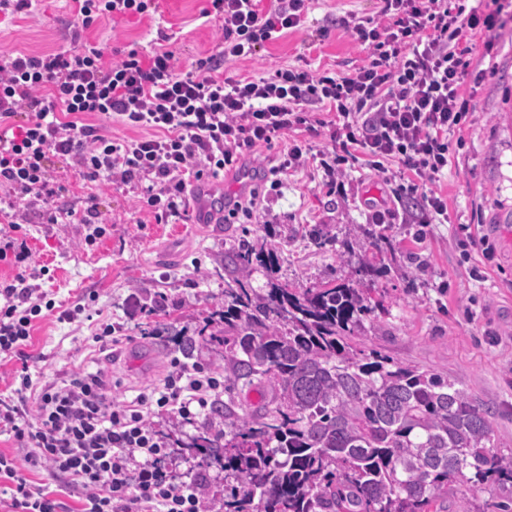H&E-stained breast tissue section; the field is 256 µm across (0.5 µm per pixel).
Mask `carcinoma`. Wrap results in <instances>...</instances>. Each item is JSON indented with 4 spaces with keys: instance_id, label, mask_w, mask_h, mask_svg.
I'll return each instance as SVG.
<instances>
[{
    "instance_id": "cac0c4a2",
    "label": "carcinoma",
    "mask_w": 512,
    "mask_h": 512,
    "mask_svg": "<svg viewBox=\"0 0 512 512\" xmlns=\"http://www.w3.org/2000/svg\"><path fill=\"white\" fill-rule=\"evenodd\" d=\"M268 273L251 283L253 264ZM224 309L181 341L224 346V428L185 445L225 472L224 512H428L455 482L512 485L494 414L440 374L362 346L378 301L346 282L299 291L274 277V251L224 253ZM267 404L239 413L238 386Z\"/></svg>"
}]
</instances>
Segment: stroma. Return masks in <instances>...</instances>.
Returning <instances> with one entry per match:
<instances>
[{
  "instance_id": "stroma-1",
  "label": "stroma",
  "mask_w": 512,
  "mask_h": 512,
  "mask_svg": "<svg viewBox=\"0 0 512 512\" xmlns=\"http://www.w3.org/2000/svg\"><path fill=\"white\" fill-rule=\"evenodd\" d=\"M205 0H161L157 14L102 19L84 33L100 44L107 60L128 51L151 55L160 34L171 37L175 66L190 69L221 43V23L203 19ZM301 26L268 43L254 57L225 66L230 75H262L280 67L354 72L371 52L359 46L332 19L378 18L383 0H309ZM72 0H34L31 10L0 12V52L73 49ZM461 94L468 114L450 146L448 172L437 185L448 197V221L431 227L424 243L411 224H370L365 199H379L385 187L366 154L343 167L344 191L327 183L322 169L306 165L282 177L279 189L265 191L255 222L201 224L195 210L173 222H156L141 208V184L112 185L85 180L79 170L54 164L51 175L67 192L59 207L74 210L76 221L51 224L47 205L27 207L22 223L42 289L55 304L35 322L33 379L62 383L85 371H102L112 399L124 402L154 387L168 370L169 349L143 338L148 323L193 332L224 301V278L216 269L230 242L272 244L276 276L292 288L348 282L383 301L386 312L365 321L359 340L395 360L454 378L475 400L496 414V441L512 453V22L496 37L476 36ZM97 203L106 234L86 245L80 221ZM471 224L495 246L484 279L469 274L457 244L461 226ZM385 250L387 270L378 277L356 274V262ZM351 252V261L341 260ZM157 304L152 317L131 306L132 298ZM84 303L74 320L61 310ZM119 328L122 342L99 351L92 340L100 323Z\"/></svg>"
}]
</instances>
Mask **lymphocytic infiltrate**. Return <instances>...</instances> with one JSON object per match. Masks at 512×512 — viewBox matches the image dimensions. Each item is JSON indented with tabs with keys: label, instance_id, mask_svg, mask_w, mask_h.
Wrapping results in <instances>:
<instances>
[{
	"label": "lymphocytic infiltrate",
	"instance_id": "obj_1",
	"mask_svg": "<svg viewBox=\"0 0 512 512\" xmlns=\"http://www.w3.org/2000/svg\"><path fill=\"white\" fill-rule=\"evenodd\" d=\"M77 32L99 18L148 13L155 0H74ZM307 0H207L200 15L221 19L224 44L177 70L162 46L147 57L129 51L107 62L101 47L15 52L0 61V184L17 201L50 203L66 191L50 175L52 159L72 161L100 184L114 177L146 183L155 219L186 211L190 183L221 176L254 149L288 131L325 128L337 164L364 150L371 167H400L401 183L366 205L373 224H444L448 201L433 189L448 166V135L466 118L459 94L473 37L502 26L512 0H485L486 10L462 16L448 0H384L393 22L367 20L350 31L372 51L369 64L345 76L310 68L267 75H225V62L252 56L263 43L296 28ZM141 130L120 140L87 124L89 115ZM416 196L418 208L402 198ZM24 275L0 283V356L22 354L40 303ZM224 386L199 362L171 356L153 394L114 403L102 373L84 372L57 385L22 374L12 395L0 396V433L24 448L23 460L0 454V491L12 512H58V504L22 473L21 464L50 465L78 494L77 512H202L206 472L197 464L176 474L166 465L171 444L154 424L173 416L186 427L215 414Z\"/></svg>",
	"mask_w": 512,
	"mask_h": 512
}]
</instances>
